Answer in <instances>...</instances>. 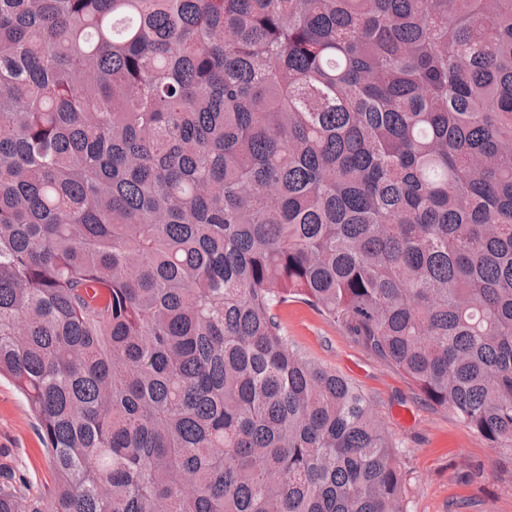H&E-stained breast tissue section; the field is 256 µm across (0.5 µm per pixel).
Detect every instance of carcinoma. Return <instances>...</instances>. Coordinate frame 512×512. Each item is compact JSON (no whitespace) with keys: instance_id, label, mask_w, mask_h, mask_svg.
Here are the masks:
<instances>
[{"instance_id":"cac0c4a2","label":"carcinoma","mask_w":512,"mask_h":512,"mask_svg":"<svg viewBox=\"0 0 512 512\" xmlns=\"http://www.w3.org/2000/svg\"><path fill=\"white\" fill-rule=\"evenodd\" d=\"M291 299L512 452V0H0V512H406ZM0 468L23 480L30 495H41L52 485L37 421L24 397L6 379L0 380Z\"/></svg>"}]
</instances>
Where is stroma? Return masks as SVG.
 Returning a JSON list of instances; mask_svg holds the SVG:
<instances>
[{
  "mask_svg": "<svg viewBox=\"0 0 512 512\" xmlns=\"http://www.w3.org/2000/svg\"><path fill=\"white\" fill-rule=\"evenodd\" d=\"M278 317L302 354L353 382L397 443L406 473V512H512V452L487 443L452 410L421 399L401 373L306 304L291 302ZM0 471L19 475L24 490L52 485L37 421L8 380H0Z\"/></svg>",
  "mask_w": 512,
  "mask_h": 512,
  "instance_id": "obj_1",
  "label": "stroma"
}]
</instances>
